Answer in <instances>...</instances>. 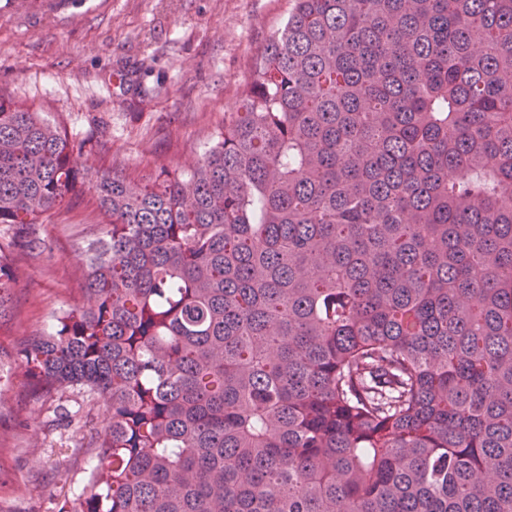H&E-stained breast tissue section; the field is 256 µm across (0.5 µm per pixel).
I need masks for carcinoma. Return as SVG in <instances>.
<instances>
[{"mask_svg": "<svg viewBox=\"0 0 512 512\" xmlns=\"http://www.w3.org/2000/svg\"><path fill=\"white\" fill-rule=\"evenodd\" d=\"M96 147L0 97V224L109 219L10 355L109 412L57 512H512V0H291L192 172Z\"/></svg>", "mask_w": 512, "mask_h": 512, "instance_id": "cac0c4a2", "label": "carcinoma"}]
</instances>
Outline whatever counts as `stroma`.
<instances>
[{"label": "stroma", "mask_w": 512, "mask_h": 512, "mask_svg": "<svg viewBox=\"0 0 512 512\" xmlns=\"http://www.w3.org/2000/svg\"><path fill=\"white\" fill-rule=\"evenodd\" d=\"M288 0H0V96L38 110L88 163L140 180L191 171L237 111L258 51ZM108 222L93 193L34 225L10 317L0 321V512H56L82 487L91 432L107 421L83 387L39 401L21 391L10 352L83 300L84 246Z\"/></svg>", "instance_id": "1"}]
</instances>
